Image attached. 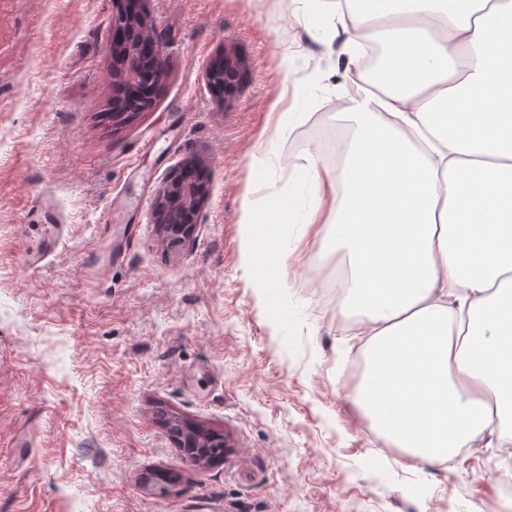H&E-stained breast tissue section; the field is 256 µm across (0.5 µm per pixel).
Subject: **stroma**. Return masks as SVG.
Masks as SVG:
<instances>
[{
	"label": "stroma",
	"instance_id": "1",
	"mask_svg": "<svg viewBox=\"0 0 512 512\" xmlns=\"http://www.w3.org/2000/svg\"><path fill=\"white\" fill-rule=\"evenodd\" d=\"M169 74L113 127L112 0H0V512H512V415L491 440L423 465L375 433L354 391L361 341L315 227L289 225L287 282L259 303L244 201L311 203L297 163L330 161L344 36L300 0H142ZM242 62L236 92L205 78ZM296 113L275 138L279 113ZM196 165L207 199L173 253L158 187ZM58 252L27 269L44 224ZM221 434L192 464L167 419ZM171 476L149 494L153 474Z\"/></svg>",
	"mask_w": 512,
	"mask_h": 512
}]
</instances>
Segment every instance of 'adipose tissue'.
<instances>
[{
    "mask_svg": "<svg viewBox=\"0 0 512 512\" xmlns=\"http://www.w3.org/2000/svg\"><path fill=\"white\" fill-rule=\"evenodd\" d=\"M348 47L380 39L350 79L354 135L336 169L303 168L328 212L325 252L348 273L367 337L355 401L415 461L472 447L512 406V0H322ZM281 200L244 203L260 287L286 277Z\"/></svg>",
    "mask_w": 512,
    "mask_h": 512,
    "instance_id": "adipose-tissue-1",
    "label": "adipose tissue"
}]
</instances>
